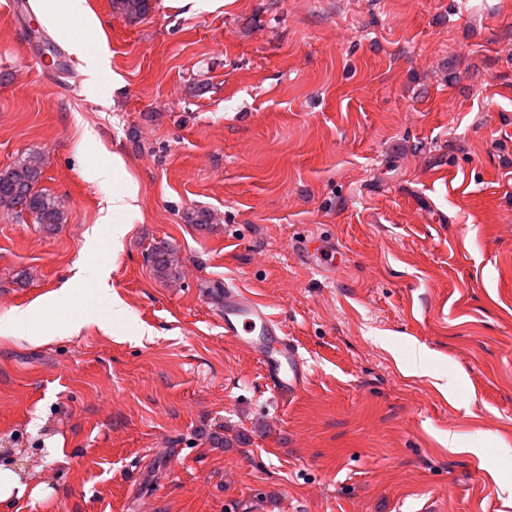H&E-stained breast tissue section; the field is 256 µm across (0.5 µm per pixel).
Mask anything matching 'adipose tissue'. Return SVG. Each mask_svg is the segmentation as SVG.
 <instances>
[{
    "label": "adipose tissue",
    "mask_w": 512,
    "mask_h": 512,
    "mask_svg": "<svg viewBox=\"0 0 512 512\" xmlns=\"http://www.w3.org/2000/svg\"><path fill=\"white\" fill-rule=\"evenodd\" d=\"M60 9L65 15L80 20L82 24L83 36L72 42L71 49L82 62V69L88 77L89 91H96L97 78L107 68L108 59L104 53L90 52L88 42L101 33L102 24L97 17L87 13L84 0H63ZM123 169V159L116 154L110 159L90 166L86 171L89 181L99 184L112 181L116 184L108 206L109 214L102 219L103 224L107 225L113 241L116 242L124 238L128 232V225L122 220L123 215L135 214L140 210L137 183L131 179L122 184L117 181Z\"/></svg>",
    "instance_id": "adipose-tissue-1"
}]
</instances>
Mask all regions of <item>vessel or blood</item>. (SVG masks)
<instances>
[{"mask_svg": "<svg viewBox=\"0 0 512 512\" xmlns=\"http://www.w3.org/2000/svg\"><path fill=\"white\" fill-rule=\"evenodd\" d=\"M308 266L324 269L334 264V256L324 247L307 241L296 244ZM219 310L224 319L225 337L247 347L258 359L269 388L281 399L298 396L307 383V363L283 326L259 300L237 288L219 293Z\"/></svg>", "mask_w": 512, "mask_h": 512, "instance_id": "1", "label": "vessel or blood"}]
</instances>
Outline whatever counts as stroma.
Instances as JSON below:
<instances>
[{
	"instance_id": "obj_1",
	"label": "stroma",
	"mask_w": 512,
	"mask_h": 512,
	"mask_svg": "<svg viewBox=\"0 0 512 512\" xmlns=\"http://www.w3.org/2000/svg\"><path fill=\"white\" fill-rule=\"evenodd\" d=\"M85 5L98 97L76 21L0 0V169L40 154L66 217L0 212V467L32 465L0 512H512V0ZM112 152L140 199L117 246L85 176ZM310 234L335 268L305 265ZM227 285L306 358L295 399L225 337ZM62 288L36 339L10 335ZM85 0H63L58 8L67 16L81 21L83 27V38L74 40L71 43L73 53L83 63L82 69L89 79L87 87L91 93L97 90V78L101 72L108 67L107 56L103 52L92 53L88 50V40L94 39L102 31L101 21L87 13L84 5ZM112 6L130 23L145 19L152 8L151 0H113ZM150 261L157 275L166 280H175L179 276L178 265L171 258V249L166 244L155 246ZM44 304L42 302H35L25 308H17L11 315V322L14 326L16 335L19 336H35L30 331L29 321L37 310L42 309Z\"/></svg>"
}]
</instances>
